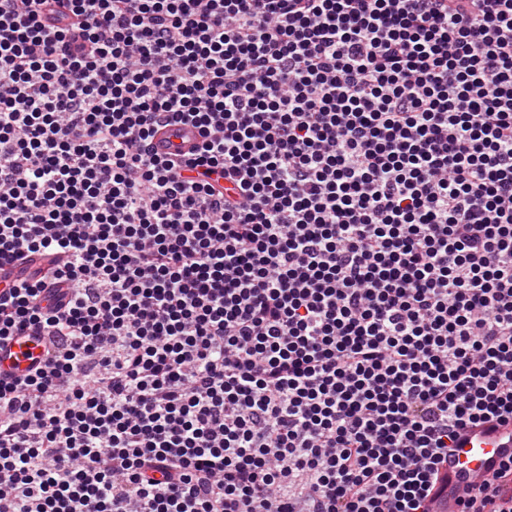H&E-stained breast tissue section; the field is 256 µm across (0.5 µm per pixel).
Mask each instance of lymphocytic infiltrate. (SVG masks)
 Here are the masks:
<instances>
[{
    "mask_svg": "<svg viewBox=\"0 0 512 512\" xmlns=\"http://www.w3.org/2000/svg\"><path fill=\"white\" fill-rule=\"evenodd\" d=\"M34 256L0 512H430L512 424V0H0ZM459 512H512V460ZM199 139L198 129L189 124L170 125L157 133L151 146L159 154L168 153L175 149L186 151ZM27 330L0 341V378L27 374L46 358V336ZM512 457V426L483 427L466 432L448 457V486L431 504V512H459V501L469 494L473 477L495 470Z\"/></svg>",
    "mask_w": 512,
    "mask_h": 512,
    "instance_id": "1",
    "label": "lymphocytic infiltrate"
}]
</instances>
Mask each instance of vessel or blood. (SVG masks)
<instances>
[{
    "instance_id": "1",
    "label": "vessel or blood",
    "mask_w": 512,
    "mask_h": 512,
    "mask_svg": "<svg viewBox=\"0 0 512 512\" xmlns=\"http://www.w3.org/2000/svg\"><path fill=\"white\" fill-rule=\"evenodd\" d=\"M198 129L188 124L161 129L152 141L155 152L188 150L198 142ZM46 339L26 331L0 341V378L27 374L46 357ZM512 457V426L494 430L478 427L466 432L448 458V486L431 504L432 512H459L460 500L469 494L475 474L495 470Z\"/></svg>"
}]
</instances>
